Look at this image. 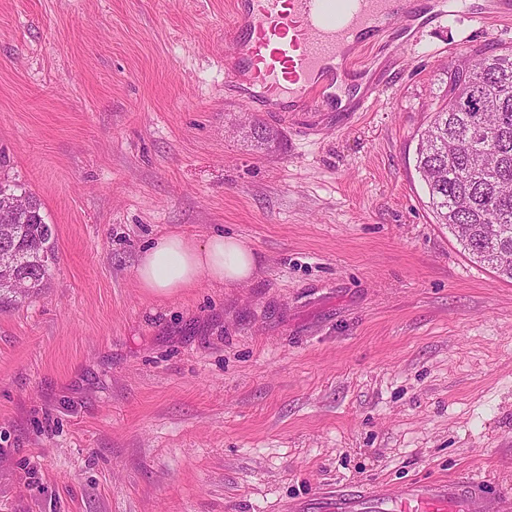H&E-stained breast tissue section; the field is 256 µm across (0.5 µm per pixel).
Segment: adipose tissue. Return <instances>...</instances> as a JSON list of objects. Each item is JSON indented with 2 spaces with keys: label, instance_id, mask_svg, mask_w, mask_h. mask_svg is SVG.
I'll list each match as a JSON object with an SVG mask.
<instances>
[{
  "label": "adipose tissue",
  "instance_id": "1",
  "mask_svg": "<svg viewBox=\"0 0 512 512\" xmlns=\"http://www.w3.org/2000/svg\"><path fill=\"white\" fill-rule=\"evenodd\" d=\"M258 266L257 254L239 237L217 234L199 241L167 234L143 250L136 277L147 293L169 296L196 286L203 278L227 287L248 282Z\"/></svg>",
  "mask_w": 512,
  "mask_h": 512
}]
</instances>
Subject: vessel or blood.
Segmentation results:
<instances>
[{
	"mask_svg": "<svg viewBox=\"0 0 512 512\" xmlns=\"http://www.w3.org/2000/svg\"><path fill=\"white\" fill-rule=\"evenodd\" d=\"M447 0H233L224 27V81L260 85L243 94L274 112H334L344 123L366 111L380 90L356 66L363 49L402 27L417 36L446 16ZM479 23L512 18V0H462ZM292 512H487L484 499L460 480H412L385 487L336 490L296 504Z\"/></svg>",
	"mask_w": 512,
	"mask_h": 512,
	"instance_id": "obj_1",
	"label": "vessel or blood"
}]
</instances>
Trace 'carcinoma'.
I'll return each mask as SVG.
<instances>
[{
    "mask_svg": "<svg viewBox=\"0 0 512 512\" xmlns=\"http://www.w3.org/2000/svg\"><path fill=\"white\" fill-rule=\"evenodd\" d=\"M446 92L421 131L416 170L438 223L470 257L512 279V46L475 50L466 67L446 71ZM29 198L28 209L0 220V248L17 258L16 275L36 294L57 259L52 225L33 194L0 180V199Z\"/></svg>",
    "mask_w": 512,
    "mask_h": 512,
    "instance_id": "obj_1",
    "label": "carcinoma"
}]
</instances>
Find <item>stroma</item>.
<instances>
[{"label":"stroma","mask_w":512,"mask_h":512,"mask_svg":"<svg viewBox=\"0 0 512 512\" xmlns=\"http://www.w3.org/2000/svg\"><path fill=\"white\" fill-rule=\"evenodd\" d=\"M227 0H0V175L56 235L0 307V512H289L339 488L512 493V281L415 169L451 60L512 22L448 15L374 52L344 125L245 106ZM277 133L258 146L251 123ZM239 236L254 279L156 297V236Z\"/></svg>","instance_id":"35a3bbf8"}]
</instances>
